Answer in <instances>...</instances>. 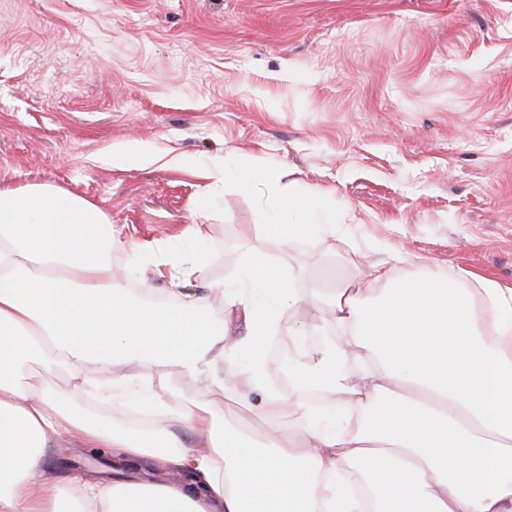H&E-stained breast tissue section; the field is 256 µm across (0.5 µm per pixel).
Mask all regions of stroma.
Here are the masks:
<instances>
[{"mask_svg":"<svg viewBox=\"0 0 512 512\" xmlns=\"http://www.w3.org/2000/svg\"><path fill=\"white\" fill-rule=\"evenodd\" d=\"M332 191L336 247L313 249L266 224L272 197L241 186L240 153ZM49 185L95 205L126 244L150 251L196 224L185 251L205 278L173 288L150 259L113 250L120 287L144 299L182 292L246 344L254 323L229 292L259 256L289 272L301 302L268 335L321 323L314 288L368 274L391 245L396 274L467 270L512 287V0H0V189ZM77 413L125 430L90 393ZM218 425L261 437L268 394L288 395L281 362L260 385L209 370ZM150 414L186 405L197 380L160 368L132 375ZM114 481L112 456L61 437L41 479Z\"/></svg>","mask_w":512,"mask_h":512,"instance_id":"stroma-1","label":"stroma"}]
</instances>
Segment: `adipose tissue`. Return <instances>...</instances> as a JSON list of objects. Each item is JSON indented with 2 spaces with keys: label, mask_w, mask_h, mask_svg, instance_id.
Instances as JSON below:
<instances>
[{
  "label": "adipose tissue",
  "mask_w": 512,
  "mask_h": 512,
  "mask_svg": "<svg viewBox=\"0 0 512 512\" xmlns=\"http://www.w3.org/2000/svg\"><path fill=\"white\" fill-rule=\"evenodd\" d=\"M245 186L274 191L283 234L311 245L333 242L330 191L308 185L276 193L274 171L245 160ZM187 225L165 247L170 279L206 277L187 260ZM122 241L93 204L47 185L0 190V512H512V289L452 274L399 276L376 265L326 302L339 333L332 351L288 369L292 388L318 389L341 412L324 423L305 411L306 444L286 440L291 403L268 396L262 439L220 432L207 399L156 421L148 434L92 424L68 405L71 394L30 388L26 367L85 364L123 368L105 401L134 405L126 370L171 367L198 378L224 327L199 302L133 298L112 280ZM247 281L264 297L265 318L295 305L279 267L251 262ZM357 361V379L343 374ZM186 426L201 449L183 444ZM68 436L111 449L124 468L150 461L192 481L105 485L74 477L68 487L37 477L44 450Z\"/></svg>",
  "instance_id": "obj_1"
}]
</instances>
